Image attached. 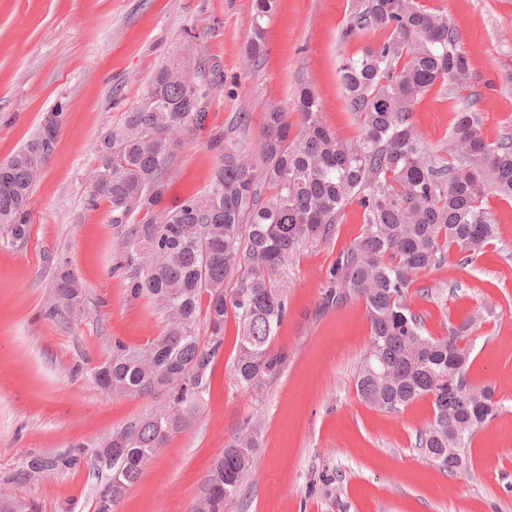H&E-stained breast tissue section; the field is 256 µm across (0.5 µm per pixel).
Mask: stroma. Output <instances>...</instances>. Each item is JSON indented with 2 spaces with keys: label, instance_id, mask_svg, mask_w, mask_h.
<instances>
[{
  "label": "stroma",
  "instance_id": "stroma-1",
  "mask_svg": "<svg viewBox=\"0 0 512 512\" xmlns=\"http://www.w3.org/2000/svg\"><path fill=\"white\" fill-rule=\"evenodd\" d=\"M356 0H277L266 26V56L247 69L253 0H0V161L33 141L48 112L63 106L53 154L33 190L29 233L0 241V473L28 453L63 451L110 435L161 405L165 396L111 393L89 377L113 340L140 349L161 335L160 313L131 298L115 266L125 225L105 200H91L89 175L105 132L136 106L164 64L193 66L210 84L205 126L185 138L171 163L163 203L202 194L216 164L213 135L239 112L257 143L261 104L312 85L326 124L359 132L336 73ZM446 14L469 61L470 85L436 86L413 106L431 149L447 147L456 112L470 97L484 137L512 133V0H420ZM497 239L469 261L452 252L409 290L426 335L467 323L470 383L493 386L497 416L473 436L466 469L451 476L415 446L433 417L430 398L396 413L359 400L356 376L370 325L362 302L319 307L329 268L361 235L358 205L346 208L329 240L307 245L286 271L288 315L272 344L288 352L260 395L232 375L237 324L224 345L197 416L145 465L116 512H195L204 475L249 419L262 429L246 493L227 512H512V201L491 196ZM66 260L84 289L80 309L58 315L51 282ZM99 481L84 465L0 494L35 500L40 512H94Z\"/></svg>",
  "mask_w": 512,
  "mask_h": 512
}]
</instances>
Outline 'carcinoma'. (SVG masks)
Returning <instances> with one entry per match:
<instances>
[{"instance_id": "1", "label": "carcinoma", "mask_w": 512, "mask_h": 512, "mask_svg": "<svg viewBox=\"0 0 512 512\" xmlns=\"http://www.w3.org/2000/svg\"><path fill=\"white\" fill-rule=\"evenodd\" d=\"M273 2L253 3L252 68L264 56L263 22ZM354 38L365 45L340 56L337 74L358 135L331 130L315 91L302 86L289 102H265L257 148L239 135L215 138L211 184L171 209L159 208L168 165L183 135L206 117V90L190 71L177 64L158 69L137 106L105 133L92 193L110 203L116 224L147 216L128 229L118 268L128 276L130 297L152 301L165 327L141 350L113 340L110 359L89 375L112 393L162 392L165 404L105 438L30 454L6 480L33 483L89 462L104 478L95 512H115L156 448L200 407L229 317L239 325L237 386L258 394L280 373L288 354L272 343L288 314V263L305 244L328 239L353 202L362 211V234L329 269L321 307L365 305L370 339L357 394L388 413L432 397L433 419L417 431V448L445 472L465 469L475 431L498 408L492 387L466 377L470 349L461 334L475 320L442 339L427 336L408 292L447 253H479L495 240L485 201L512 200V135L485 139L471 101L456 114L446 154L424 144L412 120L415 102L437 84L464 88L470 78L445 15L418 0H359L341 31L343 41ZM56 138L40 132L0 161V234L9 241L27 237L33 186ZM53 289L65 308L80 306L83 289L64 263L55 268ZM258 443V422H245L208 471L197 512H226L242 494ZM0 512H38V505L0 497Z\"/></svg>"}]
</instances>
